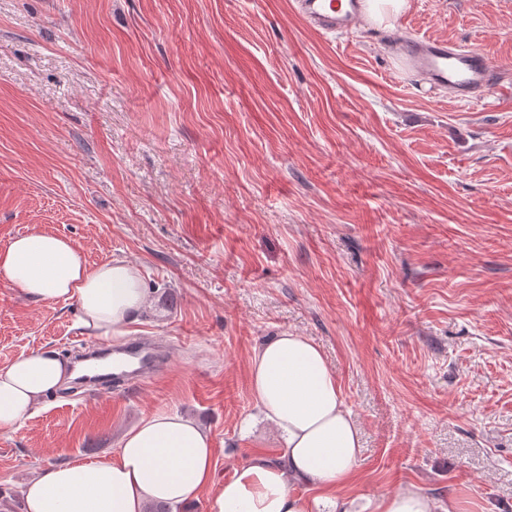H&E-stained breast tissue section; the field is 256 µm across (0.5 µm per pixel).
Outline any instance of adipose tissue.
Returning <instances> with one entry per match:
<instances>
[{
    "label": "adipose tissue",
    "mask_w": 512,
    "mask_h": 512,
    "mask_svg": "<svg viewBox=\"0 0 512 512\" xmlns=\"http://www.w3.org/2000/svg\"><path fill=\"white\" fill-rule=\"evenodd\" d=\"M0 277L35 301L75 300L79 325L108 339L148 305L137 267L124 260L90 264L71 240L44 232L16 237L0 250ZM75 376L55 351L38 348L0 367V430L30 416L44 398ZM254 401L284 436L280 460L254 458L235 468L216 492L210 512H355L343 495L360 454V431L336 375L309 337L283 333L251 362ZM211 435L192 420L154 415L131 430L115 456L60 464L30 481L24 512H146L177 506L212 481ZM316 489L313 499L296 486ZM373 512H440L410 486L379 497Z\"/></svg>",
    "instance_id": "ef3b65f1"
}]
</instances>
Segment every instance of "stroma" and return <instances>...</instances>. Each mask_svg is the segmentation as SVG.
Segmentation results:
<instances>
[{
  "mask_svg": "<svg viewBox=\"0 0 512 512\" xmlns=\"http://www.w3.org/2000/svg\"><path fill=\"white\" fill-rule=\"evenodd\" d=\"M397 29L506 75L457 101L389 31L309 27L294 0H0V248L33 230L137 266L150 304L109 343L171 346L109 397L62 389L0 432V512L47 469L114 453L160 412L235 467L280 459L251 361L310 337L361 430L349 497L413 484L512 512V0H410ZM71 301L0 279V366L70 356Z\"/></svg>",
  "mask_w": 512,
  "mask_h": 512,
  "instance_id": "stroma-1",
  "label": "stroma"
}]
</instances>
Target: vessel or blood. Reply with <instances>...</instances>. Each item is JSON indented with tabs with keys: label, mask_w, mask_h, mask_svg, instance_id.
Instances as JSON below:
<instances>
[{
	"label": "vessel or blood",
	"mask_w": 512,
	"mask_h": 512,
	"mask_svg": "<svg viewBox=\"0 0 512 512\" xmlns=\"http://www.w3.org/2000/svg\"><path fill=\"white\" fill-rule=\"evenodd\" d=\"M297 12L315 30L328 33L349 30L364 18V0H295ZM394 42L406 68L462 101L483 98L499 72L481 52L445 41L398 32ZM122 354L136 359V367L116 373L123 385L151 380L162 368L166 343L150 336L125 343Z\"/></svg>",
	"instance_id": "vessel-or-blood-1"
}]
</instances>
